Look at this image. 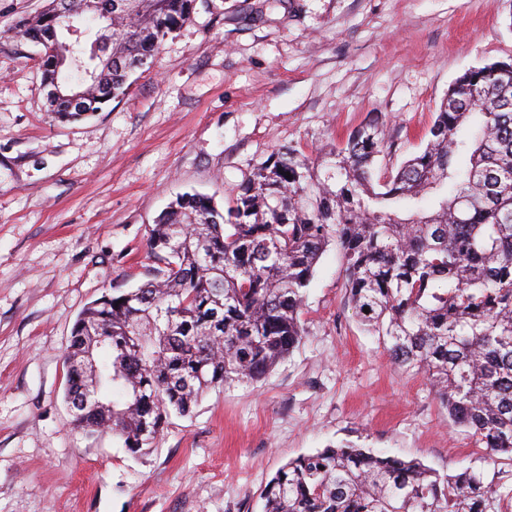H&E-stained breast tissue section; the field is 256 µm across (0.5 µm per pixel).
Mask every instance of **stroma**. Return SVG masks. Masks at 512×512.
Segmentation results:
<instances>
[{
	"label": "stroma",
	"instance_id": "obj_1",
	"mask_svg": "<svg viewBox=\"0 0 512 512\" xmlns=\"http://www.w3.org/2000/svg\"><path fill=\"white\" fill-rule=\"evenodd\" d=\"M263 2L202 0L123 98L63 123L13 32L47 0H0V512H262L282 466L343 440L512 490V457H488L363 332L332 246L307 336L265 379L211 390L139 456L74 429L72 326L151 278L148 231L177 196L227 208L273 151L312 159L372 119L392 144L378 166L397 168L459 75L512 59V0Z\"/></svg>",
	"mask_w": 512,
	"mask_h": 512
}]
</instances>
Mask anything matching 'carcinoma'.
I'll return each instance as SVG.
<instances>
[{"label": "carcinoma", "mask_w": 512, "mask_h": 512, "mask_svg": "<svg viewBox=\"0 0 512 512\" xmlns=\"http://www.w3.org/2000/svg\"><path fill=\"white\" fill-rule=\"evenodd\" d=\"M112 4L81 103L50 94L62 70L40 69L48 111L75 121L125 94L130 76L198 0ZM61 4L29 18L22 39L43 46ZM388 143L371 120L310 160L294 146L254 166L235 204L184 194L151 228L162 267L111 291L76 319L65 355L72 422L110 431L138 453L171 414L208 390L257 383L306 335V291L329 243L338 250L354 317L394 364L425 374L448 418L491 456H512V61L465 71L448 90L426 145L379 174ZM369 312H364V309ZM474 466L439 474L416 460L328 446L290 460L262 491L264 512H503Z\"/></svg>", "instance_id": "1"}]
</instances>
